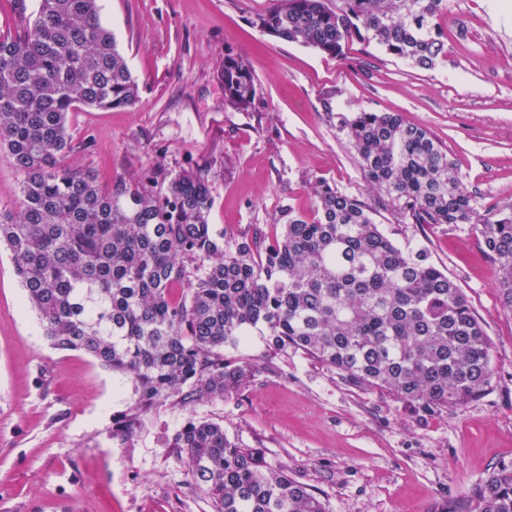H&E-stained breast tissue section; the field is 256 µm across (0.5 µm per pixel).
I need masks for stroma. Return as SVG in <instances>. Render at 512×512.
<instances>
[{"label": "stroma", "instance_id": "obj_1", "mask_svg": "<svg viewBox=\"0 0 512 512\" xmlns=\"http://www.w3.org/2000/svg\"><path fill=\"white\" fill-rule=\"evenodd\" d=\"M270 0H101L139 86L134 107L75 108L68 165L102 185L148 169L200 171L209 220L231 242L272 233L290 207L311 214L326 182L371 195L344 139L322 110L397 112L447 148L480 203L512 202V0H448V54L433 68L350 40L342 57L252 26ZM251 66L256 95L224 101L225 50ZM378 221L403 246L427 247L467 295L492 343L494 379L478 400L426 411L346 383L313 358L270 353L261 338L227 357L249 381L193 411L160 410L129 440L112 431L126 403L111 371L53 348L0 245V512H212L165 440L187 416L222 423L267 462L315 486L330 512H430L501 464L512 463V314L469 224Z\"/></svg>", "mask_w": 512, "mask_h": 512}]
</instances>
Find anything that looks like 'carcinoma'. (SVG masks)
Instances as JSON below:
<instances>
[{"label": "carcinoma", "mask_w": 512, "mask_h": 512, "mask_svg": "<svg viewBox=\"0 0 512 512\" xmlns=\"http://www.w3.org/2000/svg\"><path fill=\"white\" fill-rule=\"evenodd\" d=\"M448 0H273L253 19L288 43L338 56L359 37L423 69L448 53L438 19ZM0 32V151L19 175L0 210V243L54 348L79 351L131 388L114 432L130 437L161 407L222 400L253 366L224 355L253 332L277 352L300 351L348 383L426 410H448L492 386V346L466 294L430 259L379 229L473 224L512 314V203L480 204L448 150L394 112L323 111L350 145L371 202L322 182L311 215L288 207L273 236L228 243L209 224L208 179L153 170L102 187L69 166L68 114L131 108L138 85L100 0H37ZM224 102L248 109L250 65L228 50ZM169 448L184 454L213 512H330L311 486L269 465L224 425L188 418ZM433 512H512V464Z\"/></svg>", "instance_id": "obj_1"}]
</instances>
